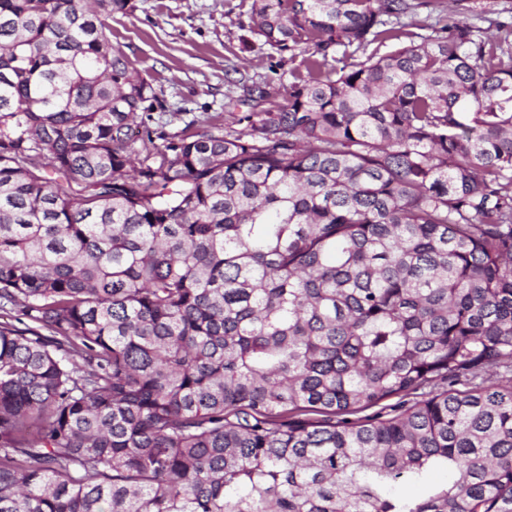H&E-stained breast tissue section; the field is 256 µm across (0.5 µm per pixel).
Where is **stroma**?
<instances>
[{
    "instance_id": "35a3bbf8",
    "label": "stroma",
    "mask_w": 512,
    "mask_h": 512,
    "mask_svg": "<svg viewBox=\"0 0 512 512\" xmlns=\"http://www.w3.org/2000/svg\"><path fill=\"white\" fill-rule=\"evenodd\" d=\"M109 17L112 44L150 80L167 111L198 115L223 111L226 72L265 81L288 95V62L268 47L242 51L250 0H132Z\"/></svg>"
}]
</instances>
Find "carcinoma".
I'll return each instance as SVG.
<instances>
[{
	"mask_svg": "<svg viewBox=\"0 0 512 512\" xmlns=\"http://www.w3.org/2000/svg\"><path fill=\"white\" fill-rule=\"evenodd\" d=\"M453 2L251 0L288 97L168 133L131 0H0V512H512V50ZM451 478V474L447 470L438 469L428 473L425 479L419 483L404 482L396 485L398 492L410 495H423L429 488L446 485Z\"/></svg>",
	"mask_w": 512,
	"mask_h": 512,
	"instance_id": "carcinoma-1",
	"label": "carcinoma"
}]
</instances>
